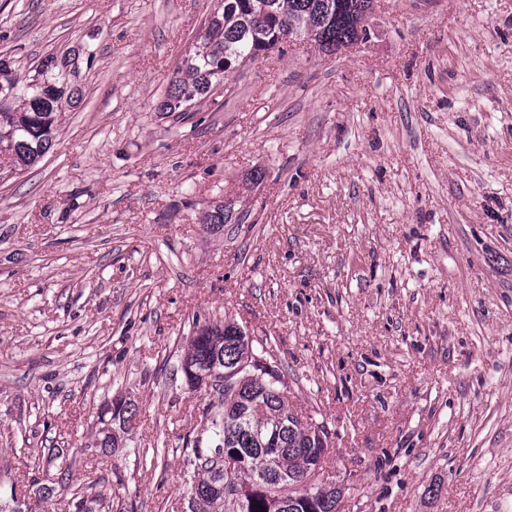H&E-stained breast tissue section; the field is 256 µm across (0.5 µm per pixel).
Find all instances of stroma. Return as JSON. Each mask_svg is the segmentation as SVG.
<instances>
[{"instance_id": "stroma-1", "label": "stroma", "mask_w": 512, "mask_h": 512, "mask_svg": "<svg viewBox=\"0 0 512 512\" xmlns=\"http://www.w3.org/2000/svg\"><path fill=\"white\" fill-rule=\"evenodd\" d=\"M218 5L0 0V58L76 55L80 90L39 163L0 156V486L60 454L108 512H186L180 361L230 319L326 423L342 512H512V0H376L369 41L159 111ZM132 405L131 400L122 397L115 398L101 407L96 421L98 438L92 447L99 449L103 454L112 452V448H119L123 439L117 437L116 430L125 434L134 428L133 422L137 414L131 408Z\"/></svg>"}]
</instances>
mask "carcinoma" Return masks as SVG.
Segmentation results:
<instances>
[{"mask_svg":"<svg viewBox=\"0 0 512 512\" xmlns=\"http://www.w3.org/2000/svg\"><path fill=\"white\" fill-rule=\"evenodd\" d=\"M373 0H222L193 49L169 80L164 112H186L211 95L236 67L253 61L287 38H306L326 52L369 40ZM55 59L41 62L24 84L0 59V146L14 166L28 167L50 148L73 90ZM275 352V338L249 336L238 324L207 325L189 338L181 371L188 387L223 374L222 390L206 392L199 412L208 417L203 436L186 435L190 469L185 485L189 512H338L343 492L320 481L330 447L325 424L305 425L288 402L287 385L275 369L254 366ZM132 402L113 399L97 416L94 448L119 447L134 428ZM235 461L225 471V459ZM90 477L71 489L72 512H101Z\"/></svg>","mask_w":512,"mask_h":512,"instance_id":"cac0c4a2","label":"carcinoma"}]
</instances>
